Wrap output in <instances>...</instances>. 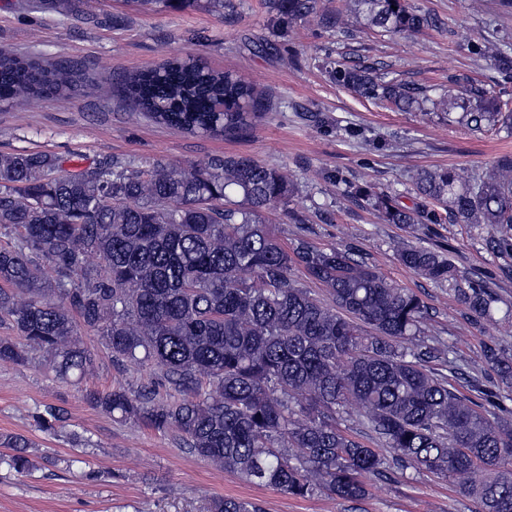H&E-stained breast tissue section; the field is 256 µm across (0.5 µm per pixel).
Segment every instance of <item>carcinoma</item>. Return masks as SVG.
Returning a JSON list of instances; mask_svg holds the SVG:
<instances>
[{"label":"carcinoma","instance_id":"obj_1","mask_svg":"<svg viewBox=\"0 0 512 512\" xmlns=\"http://www.w3.org/2000/svg\"><path fill=\"white\" fill-rule=\"evenodd\" d=\"M266 0L273 26L308 17L330 32L352 19L362 30L418 32L431 16L408 0ZM471 53L493 59L512 81V44L486 41ZM325 73L362 99L401 112L461 109L459 121L512 134V98L481 85L436 98L388 79L371 66L329 60ZM80 77L64 61L25 59L0 48V102L67 97ZM118 92L133 120L145 117L193 135L247 131L269 110L253 80L219 71L191 54L124 80ZM418 195L434 208L401 207L369 185L349 184L383 224H453L489 230L491 249L512 253V154L485 173L436 167L417 174ZM295 184L248 156L214 155L187 168L138 169L104 158L66 171L53 154L0 153V361L23 364L31 351L51 358L63 379L91 358L80 339L100 336L112 357L153 362L179 398L156 404L153 389H115L91 397L109 415L178 432L184 447L241 478L294 497L317 492L348 502L364 479L395 468L457 482L479 512H512V425H504L448 376L427 369L451 348L424 337L427 306L389 281L351 248H319L278 238L263 214L288 204ZM398 260L437 286H450L474 320L491 319L496 299L463 276L444 252L400 242ZM49 267L52 276L43 274ZM325 288L320 298L294 276ZM486 361L512 382V357L485 347ZM382 444L372 448L336 424L348 406ZM41 428L62 421L52 405L35 414ZM0 464L33 468L22 436L7 440ZM207 512H265L256 500L213 499Z\"/></svg>","mask_w":512,"mask_h":512}]
</instances>
